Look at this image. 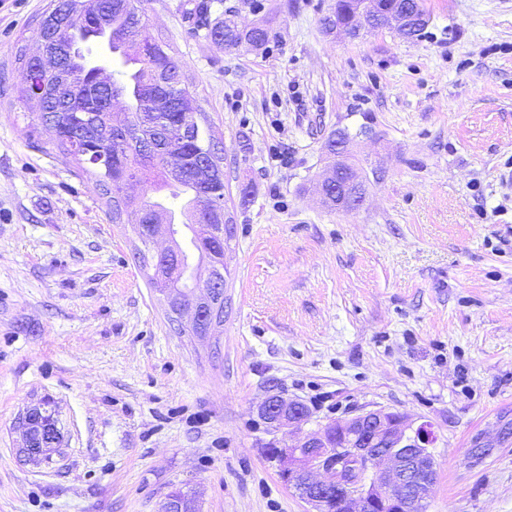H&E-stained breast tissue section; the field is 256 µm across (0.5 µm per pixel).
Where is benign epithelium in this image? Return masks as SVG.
<instances>
[{
	"mask_svg": "<svg viewBox=\"0 0 512 512\" xmlns=\"http://www.w3.org/2000/svg\"><path fill=\"white\" fill-rule=\"evenodd\" d=\"M427 17L417 13V7L401 0L388 4L385 0H362L345 20L336 21L331 33L356 38L364 32L391 29L402 37ZM39 54L28 57L31 67L25 75L31 77V99L43 104L50 97L64 94L69 82L68 71L59 64V52L50 39L38 35ZM94 87L106 94L109 111L122 106L112 96V83L103 73L97 75ZM159 122L165 129L167 141L175 144L185 140L191 123V112L185 101L177 102V114L162 116ZM126 131V125L111 123L96 140L94 152L99 160L111 161V146L122 142L116 137ZM345 145L336 143V163L318 181L316 191L323 205H331L336 194L343 199L336 209L356 211L365 197H356L352 183L342 180ZM117 198L128 200V189L136 179L122 175L111 178ZM150 249L138 256L143 265L153 270L156 278L165 277V260L181 257L179 238L182 229L176 224L152 225ZM164 235L168 246L155 247L156 238ZM224 256L213 255V265L201 273L195 269L186 274L185 285L165 288L169 309L179 331L190 330L205 338L219 326L221 281L215 272L222 271ZM273 439L266 448L270 460L279 463L282 480L311 507V512H416L427 502L433 488L435 462L428 445L426 427L416 428L408 419L383 408L362 412L351 419L327 424L316 431L305 426L310 416L302 402L269 394L258 406ZM24 446L19 452L35 461L60 441L55 413L46 405L28 409L21 418ZM292 434H276L285 429Z\"/></svg>",
	"mask_w": 512,
	"mask_h": 512,
	"instance_id": "1",
	"label": "benign epithelium"
}]
</instances>
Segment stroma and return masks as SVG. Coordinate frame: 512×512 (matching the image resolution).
Masks as SVG:
<instances>
[{
  "instance_id": "1",
  "label": "stroma",
  "mask_w": 512,
  "mask_h": 512,
  "mask_svg": "<svg viewBox=\"0 0 512 512\" xmlns=\"http://www.w3.org/2000/svg\"><path fill=\"white\" fill-rule=\"evenodd\" d=\"M196 0H147L224 156L229 308L206 339L174 330L92 180L61 154L21 53L51 0H0V512H308L266 455L270 390L310 429L386 408L427 424L426 512H512V0H424L419 36L323 31L334 0H213L268 21L224 50ZM345 139L366 200L312 186ZM61 432L20 455V417ZM55 413L42 404L29 408L21 418L24 446L19 452L35 461L55 448L60 441V431L55 423Z\"/></svg>"
}]
</instances>
